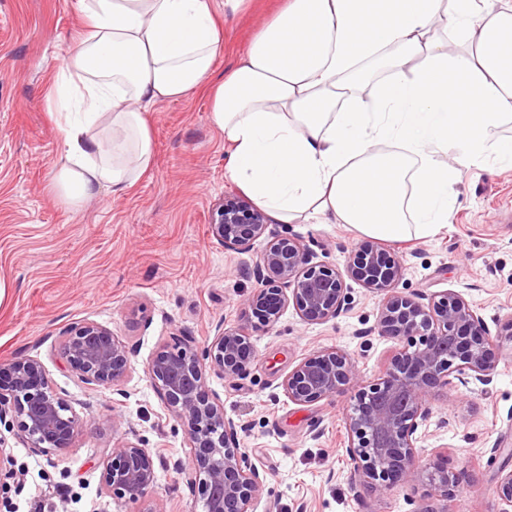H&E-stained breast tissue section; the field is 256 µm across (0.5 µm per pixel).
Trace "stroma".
<instances>
[{"label": "stroma", "mask_w": 512, "mask_h": 512, "mask_svg": "<svg viewBox=\"0 0 512 512\" xmlns=\"http://www.w3.org/2000/svg\"><path fill=\"white\" fill-rule=\"evenodd\" d=\"M284 0H247L225 28L216 75L239 60ZM76 0H0V364L33 358L79 417L77 437L48 454L0 426V446L15 473L0 489V512H201L186 470L182 424L146 375L156 351L202 349L218 327L248 333L257 357L246 373L207 385L238 434L248 464L267 477L255 512H424L438 507L421 484L386 494L352 481L345 448L351 393L299 406L281 388L304 358L328 347L350 356L373 381L400 349L376 330L379 293L347 279L350 306L322 324L286 309L272 327L254 325L241 301L257 282L253 268L267 238L240 254L208 232L212 204L237 186L224 177L228 142L200 90L150 112L155 161L128 193L102 195L71 211L47 190L60 131L46 99L82 18ZM301 240L313 263L343 266L365 237L348 224L297 219L275 224ZM388 250L403 255L399 291L427 298L456 293L477 307L491 333L498 367L490 385L432 391V417L418 458H448L460 473L448 512H500L502 466L512 463V341L499 336L512 318V164L460 168L450 222L437 234ZM97 322L130 351L121 391L92 387L63 366L61 343L74 323ZM147 448L157 482L142 496L118 499L101 480L113 444Z\"/></svg>", "instance_id": "35a3bbf8"}]
</instances>
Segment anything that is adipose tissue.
Masks as SVG:
<instances>
[{
	"label": "adipose tissue",
	"mask_w": 512,
	"mask_h": 512,
	"mask_svg": "<svg viewBox=\"0 0 512 512\" xmlns=\"http://www.w3.org/2000/svg\"><path fill=\"white\" fill-rule=\"evenodd\" d=\"M246 0H77L56 75L50 190L79 211L154 160L155 105L211 93L233 181L276 222L299 216L401 241L448 224L458 166L512 159V0H285L215 77ZM458 34L456 44L444 30ZM386 75L371 95L370 64Z\"/></svg>",
	"instance_id": "1"
}]
</instances>
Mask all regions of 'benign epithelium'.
Here are the masks:
<instances>
[{"label": "benign epithelium", "mask_w": 512, "mask_h": 512, "mask_svg": "<svg viewBox=\"0 0 512 512\" xmlns=\"http://www.w3.org/2000/svg\"><path fill=\"white\" fill-rule=\"evenodd\" d=\"M208 231L225 248L238 251L263 236L271 237L256 262L258 286L243 301L248 315L263 326L275 325L290 306L308 323L336 318L347 306L346 275L382 295L378 331L397 340L416 337L414 349L397 352L370 384L359 378L345 350L324 349L298 363L282 388L298 405L352 389L346 452L354 463L353 477L380 493L423 481L431 495L448 498L458 477L448 471L444 456L417 465L419 429L431 416L433 389L492 382L497 361L483 317L458 294L424 303L396 291L403 259L375 241L352 251L342 271L313 264L299 239L273 233L265 215L236 194H226L212 206ZM61 355L82 382L114 390L121 386L129 365L126 347L93 321L77 323L63 334ZM255 357L251 336L220 327L202 351L166 345L147 366L151 386L187 433L188 474L197 484L202 512H253L263 492L265 474L246 464L239 448L242 425L224 416V403L206 380L208 371L235 378L250 368ZM0 424L17 429L28 447L49 453L72 442L79 419L53 390L42 364L20 358L0 365ZM155 482L154 460L147 449L129 441L112 448L102 471V483L111 495L133 498ZM496 492L506 505L502 512H512V470L500 473Z\"/></svg>", "instance_id": "7a95c632"}]
</instances>
